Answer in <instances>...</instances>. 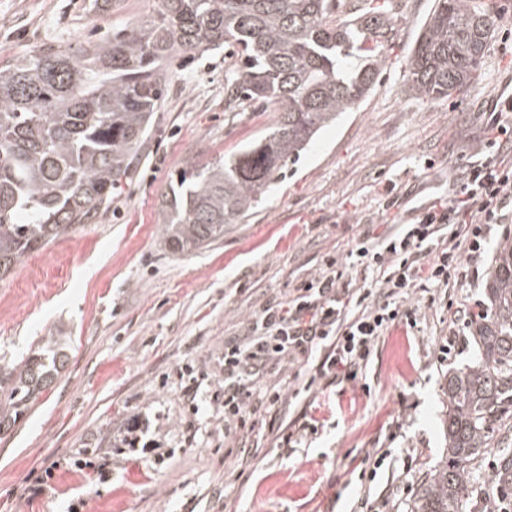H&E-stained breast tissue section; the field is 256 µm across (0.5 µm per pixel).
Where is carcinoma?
Wrapping results in <instances>:
<instances>
[{
    "mask_svg": "<svg viewBox=\"0 0 512 512\" xmlns=\"http://www.w3.org/2000/svg\"><path fill=\"white\" fill-rule=\"evenodd\" d=\"M398 0H158L156 16L88 45L48 46L0 67V278L88 221L128 174L159 111L165 61L229 47L224 93L277 106L270 132L181 173L163 200V241L197 250L258 207L289 160L369 94L395 35ZM494 21L473 0H436L407 60L410 91L450 99L479 78ZM478 351L448 378V448L410 512H465L479 464L512 423V239L486 285ZM67 336L0 360V431L13 430L68 363ZM487 486L512 496V444Z\"/></svg>",
    "mask_w": 512,
    "mask_h": 512,
    "instance_id": "cac0c4a2",
    "label": "carcinoma"
}]
</instances>
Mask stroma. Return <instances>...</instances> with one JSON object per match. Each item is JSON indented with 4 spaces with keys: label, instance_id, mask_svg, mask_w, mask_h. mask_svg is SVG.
<instances>
[{
    "label": "stroma",
    "instance_id": "1",
    "mask_svg": "<svg viewBox=\"0 0 512 512\" xmlns=\"http://www.w3.org/2000/svg\"><path fill=\"white\" fill-rule=\"evenodd\" d=\"M91 2L0 0V66L49 45L91 43L158 8V0H116L101 15ZM493 4L478 85L463 97L423 99L410 91L405 63L434 0H402L368 97L288 162L248 217L185 254L162 241L171 185L184 169L267 133L278 113L225 104L223 53L170 61L169 94L111 202L0 279V356H21L59 332L70 338L56 386L0 437V512H353L366 494L409 512L444 455L448 374L474 356L468 335L462 351L437 362L448 305L484 300L500 236L477 257L473 285L415 289L408 301L419 309L418 330L391 327L357 381L328 387L325 406L292 398L294 368H272L270 382L289 399L266 414L263 438L224 436V343L363 235L446 200L485 146L482 105L512 77V56L501 52L512 0ZM309 419L319 421L317 434L282 447L275 425ZM140 421L148 429L134 451L130 427ZM367 455L382 465L363 464ZM87 458L95 469L81 468Z\"/></svg>",
    "mask_w": 512,
    "mask_h": 512
}]
</instances>
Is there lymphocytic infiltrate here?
I'll return each instance as SVG.
<instances>
[{
    "instance_id": "f902f5d3",
    "label": "lymphocytic infiltrate",
    "mask_w": 512,
    "mask_h": 512,
    "mask_svg": "<svg viewBox=\"0 0 512 512\" xmlns=\"http://www.w3.org/2000/svg\"><path fill=\"white\" fill-rule=\"evenodd\" d=\"M487 121L488 152L470 162L446 203L424 208L386 236H363L344 261L329 259L284 299H273L248 322L243 339L224 344V434L252 431L257 414L282 404L280 386L266 383L281 362L304 364L296 395L314 398L322 383L355 381L389 326L417 328L405 301L417 287H461L478 280L465 256L485 249L512 205V97L495 102ZM375 271V287L352 290L345 270Z\"/></svg>"
}]
</instances>
